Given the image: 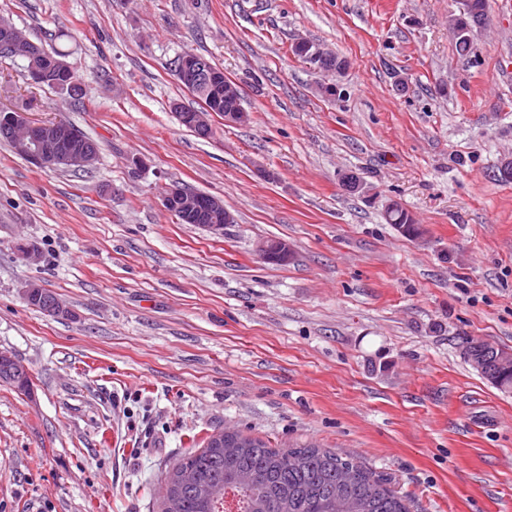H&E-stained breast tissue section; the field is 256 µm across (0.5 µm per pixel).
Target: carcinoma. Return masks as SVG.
Returning <instances> with one entry per match:
<instances>
[{
  "label": "carcinoma",
  "instance_id": "cac0c4a2",
  "mask_svg": "<svg viewBox=\"0 0 512 512\" xmlns=\"http://www.w3.org/2000/svg\"><path fill=\"white\" fill-rule=\"evenodd\" d=\"M462 32L456 46L465 56L474 53L467 29L475 26L466 11L452 19ZM390 224L416 228L410 213L387 211ZM499 391L512 393V371L494 367L482 373ZM188 468L197 474L192 484L175 483L174 497L158 505V512H224V493L237 501V512H409L404 497L393 490L383 475L351 458L312 445L283 452L264 440L249 442L232 455L224 449L204 446L180 457L166 472L175 479Z\"/></svg>",
  "mask_w": 512,
  "mask_h": 512
}]
</instances>
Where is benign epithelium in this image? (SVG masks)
Segmentation results:
<instances>
[{
    "instance_id": "7a95c632",
    "label": "benign epithelium",
    "mask_w": 512,
    "mask_h": 512,
    "mask_svg": "<svg viewBox=\"0 0 512 512\" xmlns=\"http://www.w3.org/2000/svg\"><path fill=\"white\" fill-rule=\"evenodd\" d=\"M6 49L15 56L28 61L29 81L38 86L51 85L57 89L71 88V67L61 59H50L42 53L39 45L32 42L21 30L8 20L0 19V49ZM176 77L186 85L206 88L220 81L206 58L185 52L174 67ZM0 134L9 138L20 154L30 163L39 167H50L58 161L74 168L92 165L98 156L95 147L80 138L62 120L36 122L28 113L18 110H0ZM164 207L175 213L183 223L196 224L216 212H224V223L206 224L211 232L224 230V225L233 223V215L224 209L223 201L214 196L201 197L185 191L179 185H171L164 192ZM257 251L261 259L268 262L285 263L292 257L288 243L281 240H265L259 243ZM18 384L30 379L28 369L11 352L0 350V380ZM219 448H241L253 435L239 430L222 429L215 432Z\"/></svg>"
}]
</instances>
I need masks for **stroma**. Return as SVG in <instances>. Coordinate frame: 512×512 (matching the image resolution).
Returning a JSON list of instances; mask_svg holds the SVG:
<instances>
[{"mask_svg":"<svg viewBox=\"0 0 512 512\" xmlns=\"http://www.w3.org/2000/svg\"><path fill=\"white\" fill-rule=\"evenodd\" d=\"M461 3L0 0L76 85L2 58L0 107L99 145L73 172L0 141V350L31 378L0 381V512H153L168 466L224 427L353 458L410 512H512V394L461 353L512 351V5L488 0L463 56ZM301 39L347 60L335 97ZM187 51L238 86L246 124L179 123L174 105L202 107L174 73ZM175 183L233 223H180ZM395 202L420 237L387 223ZM263 239L292 259L262 260ZM30 283L69 316L27 305Z\"/></svg>","mask_w":512,"mask_h":512,"instance_id":"1","label":"stroma"}]
</instances>
